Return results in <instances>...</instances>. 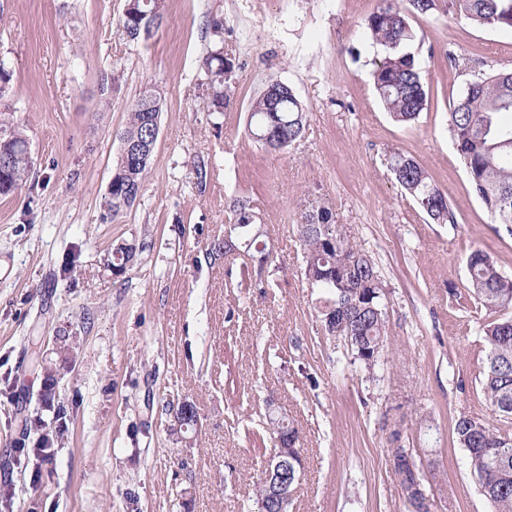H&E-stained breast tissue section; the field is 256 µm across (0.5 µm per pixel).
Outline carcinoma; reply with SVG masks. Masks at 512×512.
<instances>
[{
    "mask_svg": "<svg viewBox=\"0 0 512 512\" xmlns=\"http://www.w3.org/2000/svg\"><path fill=\"white\" fill-rule=\"evenodd\" d=\"M438 7L439 0H380L363 24L365 34L384 49L382 57L374 61L373 82L385 110L398 122L414 121L429 104L419 65L414 55L404 51L413 38L409 16L427 15ZM448 7L478 26L512 30V0H450ZM165 10V0H133L118 19V30L129 42H146L161 27ZM208 29L213 44L201 60L198 88L206 111L217 119L231 102L235 63L224 52L223 18L210 17ZM162 105L161 96L148 89L127 106L125 125L116 138L134 142L142 151L137 156L118 157L102 220H115L140 197ZM506 115L512 116V71L480 72L450 104L448 129L491 222L512 226V142L497 147L488 135L492 128L512 138V121H504ZM306 118L305 107L293 89L271 79L249 108L248 133L264 148L286 152L302 137ZM0 160L5 162L0 170V196H8L26 185L34 159L24 126L7 109L0 110ZM389 166L397 183L427 217L438 224L456 223L445 193L414 159L394 152ZM193 174L195 188L204 191L209 162L195 160ZM309 204V211L302 213L297 224V234L303 246L305 278L311 287L325 290L319 310L322 327L331 336L352 337L354 355L372 367L379 361L373 351L384 348L387 339V311L375 263L351 241L343 226L335 223L328 204L317 198ZM147 247L144 242L113 250L112 267L125 271V264ZM467 272V290L490 317L482 324L486 348L482 392L494 411L512 416V278L503 275L479 249L469 254ZM58 398V379L47 371L39 399L45 407L56 408V430L44 433L40 422L24 423L25 434H38L37 447L32 449L37 457L51 453L67 432L66 410L56 405ZM453 435L467 451L485 498L496 512H512V444H505V437L494 433L488 423L465 414L455 420ZM394 470L404 489L421 481L401 451L394 455Z\"/></svg>",
    "mask_w": 512,
    "mask_h": 512,
    "instance_id": "cac0c4a2",
    "label": "carcinoma"
}]
</instances>
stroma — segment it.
Returning a JSON list of instances; mask_svg holds the SVG:
<instances>
[{
	"label": "stroma",
	"mask_w": 512,
	"mask_h": 512,
	"mask_svg": "<svg viewBox=\"0 0 512 512\" xmlns=\"http://www.w3.org/2000/svg\"><path fill=\"white\" fill-rule=\"evenodd\" d=\"M379 0H166L146 43L118 31L124 0H0V58L13 71L0 105L14 111L35 160L30 183L0 197V512H258L255 482L269 417L299 432L303 469L289 512H413L394 471L409 450L431 512H495L481 494L455 419L473 416L512 437V417L482 389L484 310L466 293V260L487 253L512 276V233L476 196L448 131L449 104L476 61L512 70V32L453 12L415 15L406 46L430 104L394 122L374 89L383 49L362 25ZM236 58L234 98L209 117L197 86L211 14ZM121 67L114 104L104 76ZM307 105L288 152L247 132L268 78ZM148 88L163 99L141 196L115 221L101 213L120 152L125 107ZM414 158L456 221L433 223L395 182L387 158ZM209 158L205 192L192 165ZM374 260L385 291L387 341L366 369L318 319L321 289L304 274L296 231L307 195ZM257 215L249 233L266 263L214 244L234 227L233 199ZM148 242L125 273L117 245ZM71 277L61 278L66 261ZM53 368L69 429L47 459L25 457L24 421L55 429L38 400L30 336ZM73 355L61 359L58 337ZM198 423L181 427L182 402Z\"/></svg>",
	"instance_id": "obj_1"
}]
</instances>
